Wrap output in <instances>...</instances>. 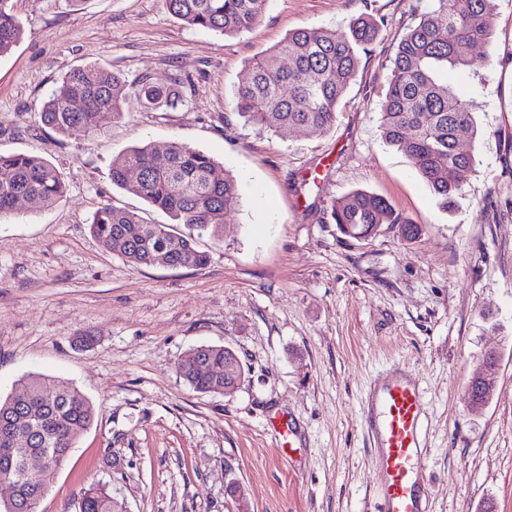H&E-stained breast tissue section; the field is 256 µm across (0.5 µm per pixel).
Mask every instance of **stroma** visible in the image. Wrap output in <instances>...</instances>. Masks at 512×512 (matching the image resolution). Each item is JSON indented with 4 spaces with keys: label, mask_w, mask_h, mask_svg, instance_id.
Wrapping results in <instances>:
<instances>
[{
    "label": "stroma",
    "mask_w": 512,
    "mask_h": 512,
    "mask_svg": "<svg viewBox=\"0 0 512 512\" xmlns=\"http://www.w3.org/2000/svg\"><path fill=\"white\" fill-rule=\"evenodd\" d=\"M429 0H268L251 31L191 28L162 0H12L23 36L0 57V152L31 153L63 175L46 207L0 216V393L39 373L96 408L70 459L43 478L39 512H77L102 484L125 512H380L375 445L363 409L384 376L423 395L419 470L429 512H512V0L490 20L492 58L475 47L448 80L478 128L458 206L440 209L407 156L381 137L380 100L397 44ZM381 19L378 42L323 133L245 123L236 85L301 28ZM175 85L185 101L102 114L97 135L42 124L44 100L73 68ZM181 142L235 179L223 237L203 236L200 268L128 265L90 232L104 204L168 224L112 183L133 146ZM354 190L387 199L420 227L352 239L330 217ZM89 335L91 346L77 344ZM232 349L245 368L230 394L186 386L193 349ZM499 352L486 404L466 390L484 349ZM289 424L283 444L273 424Z\"/></svg>",
    "instance_id": "obj_1"
}]
</instances>
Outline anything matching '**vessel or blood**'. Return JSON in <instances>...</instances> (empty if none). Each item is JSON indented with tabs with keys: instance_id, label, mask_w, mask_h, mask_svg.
<instances>
[{
	"instance_id": "obj_1",
	"label": "vessel or blood",
	"mask_w": 512,
	"mask_h": 512,
	"mask_svg": "<svg viewBox=\"0 0 512 512\" xmlns=\"http://www.w3.org/2000/svg\"><path fill=\"white\" fill-rule=\"evenodd\" d=\"M422 415L420 388L401 376L386 378L364 410L380 448L383 512H424L418 467L423 454Z\"/></svg>"
}]
</instances>
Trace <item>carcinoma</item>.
Wrapping results in <instances>:
<instances>
[{"label":"carcinoma","instance_id":"1","mask_svg":"<svg viewBox=\"0 0 512 512\" xmlns=\"http://www.w3.org/2000/svg\"><path fill=\"white\" fill-rule=\"evenodd\" d=\"M164 8L185 25L225 36L245 33L260 22L266 0H162ZM497 0H430L400 39L392 59L385 96L380 103L382 139L405 153L440 200L456 205L473 170L477 130L470 104L439 73L467 71L475 64L473 48L492 46L489 18ZM381 22L362 13L338 35L325 28H302L256 61L235 90L236 109L249 123L267 129L293 128L309 133L330 129L360 65V53L375 43ZM23 30L11 6L0 0V57L10 53ZM185 96L180 88L147 78L128 85L112 68L89 64L71 69L44 101L41 119L56 134L98 131L102 112L119 115L131 98L160 109ZM135 177H130L131 172ZM112 183L150 206L169 213L186 231L149 224L131 211L105 205L94 215L91 234L131 266L195 268L208 256L198 249L205 234L224 235L228 202L237 194L235 180L207 153L180 142L164 149L134 146L112 162ZM67 187L61 173L42 157L0 153V215L18 201L35 199L46 206L60 202ZM331 217L351 238H366L382 224H401L407 237L418 226L385 199L353 191L336 201ZM203 364L227 367V375L206 377L177 365L180 379L199 393H224V380L243 370L222 346H202ZM95 407L79 389L31 373L6 396L0 395V424L27 438L54 465L67 461L80 436L92 425ZM24 499L14 512H38L43 498L38 485L21 488ZM78 512H124L103 485L86 488Z\"/></svg>","mask_w":512,"mask_h":512}]
</instances>
